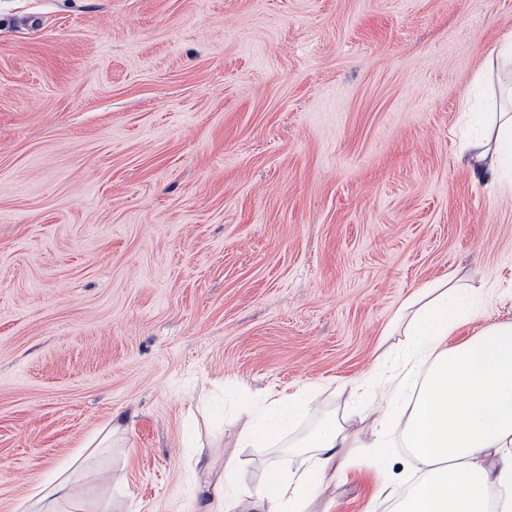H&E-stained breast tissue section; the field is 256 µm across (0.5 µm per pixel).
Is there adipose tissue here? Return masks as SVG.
<instances>
[{
	"label": "adipose tissue",
	"mask_w": 512,
	"mask_h": 512,
	"mask_svg": "<svg viewBox=\"0 0 512 512\" xmlns=\"http://www.w3.org/2000/svg\"><path fill=\"white\" fill-rule=\"evenodd\" d=\"M470 157L481 176L512 190V177L502 175L504 159L512 157L511 112L492 113L485 137L471 143ZM461 287L452 277L429 284L396 316L411 352L388 390L404 418L403 444L420 476L392 495L389 512H512V319L453 342L472 320L455 307ZM323 393L319 387L250 409L251 422L238 433L236 447L274 452L297 411ZM393 416L364 415L351 424L325 413L290 447L307 456L308 467L289 470L273 455L255 483L237 479L242 462L236 456L220 466L207 462L208 478L199 489L203 512H332V503L316 505L314 488L351 467V449L364 447L365 462L379 459ZM360 429L370 430L369 442L358 440ZM85 460L79 452L68 466L52 470L19 503L20 512H55L56 503L71 500V476Z\"/></svg>",
	"instance_id": "1"
}]
</instances>
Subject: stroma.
Returning <instances> with one entry per match:
<instances>
[{
  "mask_svg": "<svg viewBox=\"0 0 512 512\" xmlns=\"http://www.w3.org/2000/svg\"><path fill=\"white\" fill-rule=\"evenodd\" d=\"M512 0H0V512L107 422L58 512H198L190 459L255 395L399 368L397 310L458 274L512 318V195L459 117ZM319 493L384 512L407 467Z\"/></svg>",
  "mask_w": 512,
  "mask_h": 512,
  "instance_id": "35a3bbf8",
  "label": "stroma"
}]
</instances>
